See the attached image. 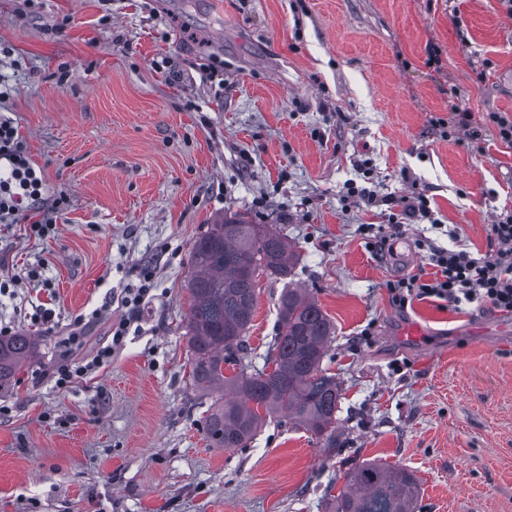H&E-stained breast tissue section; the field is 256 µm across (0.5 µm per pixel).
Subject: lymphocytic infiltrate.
<instances>
[{
    "mask_svg": "<svg viewBox=\"0 0 512 512\" xmlns=\"http://www.w3.org/2000/svg\"><path fill=\"white\" fill-rule=\"evenodd\" d=\"M8 157L11 166L6 176H0V222L15 217L20 198H27L39 215L33 224L35 232L48 234L56 227L55 213L61 200L51 206L41 202V180L35 174L28 158L21 150L20 137L11 121H0V157ZM489 249L486 254L474 256L465 248L434 247L429 263L434 269L432 278L417 273L394 280L387 285L392 304L407 309L414 301L433 300L460 308L464 304H478L483 308L512 315V209L502 210L490 227ZM153 289L152 276H145L138 288L126 291L122 305L126 310L113 322L110 342L99 348L96 355L79 369H72L68 361H61L55 372L57 386H66L74 373H89L108 366L119 350L131 326L139 320L141 307Z\"/></svg>",
    "mask_w": 512,
    "mask_h": 512,
    "instance_id": "lymphocytic-infiltrate-1",
    "label": "lymphocytic infiltrate"
}]
</instances>
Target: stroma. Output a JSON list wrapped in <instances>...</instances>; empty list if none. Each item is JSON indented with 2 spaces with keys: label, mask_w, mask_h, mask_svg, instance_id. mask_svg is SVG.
<instances>
[{
  "label": "stroma",
  "mask_w": 512,
  "mask_h": 512,
  "mask_svg": "<svg viewBox=\"0 0 512 512\" xmlns=\"http://www.w3.org/2000/svg\"><path fill=\"white\" fill-rule=\"evenodd\" d=\"M0 45V116L45 201L68 199L54 234L32 232L25 205L0 223V324L39 343L0 389V512H325L363 459L415 471L417 512H512V315L401 311L386 289L425 266L421 237L483 254L512 208V146L488 119L512 116L503 0H0ZM213 57L223 82L201 75ZM454 105L484 152L442 126ZM365 156L380 193L426 195L440 228L396 232L388 206L344 205ZM234 212L283 229L295 287L334 327L332 451L285 419L245 448L206 438L211 400L188 380L190 250ZM149 270L140 330L58 388L61 352L90 360ZM283 287L258 295L243 351L258 369Z\"/></svg>",
  "instance_id": "1"
}]
</instances>
